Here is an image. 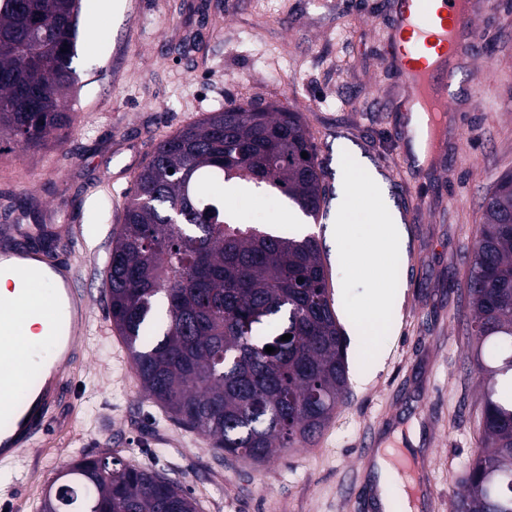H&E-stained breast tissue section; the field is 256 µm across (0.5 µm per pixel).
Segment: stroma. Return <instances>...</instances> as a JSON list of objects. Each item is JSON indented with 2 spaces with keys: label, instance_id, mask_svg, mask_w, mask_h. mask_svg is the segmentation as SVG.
I'll use <instances>...</instances> for the list:
<instances>
[{
  "label": "stroma",
  "instance_id": "obj_1",
  "mask_svg": "<svg viewBox=\"0 0 512 512\" xmlns=\"http://www.w3.org/2000/svg\"><path fill=\"white\" fill-rule=\"evenodd\" d=\"M91 18L81 0L70 96L71 128L37 147L0 143V237L43 224L58 249L69 225L87 247L77 285L90 331L56 430L11 467L0 466V502L39 512L47 489L85 455L178 479L198 512H377L373 451L393 449L394 512H450L479 444L482 386L471 371L466 279L485 195L512 170V0H478L479 55L462 61L441 148L416 165L391 135L404 118L403 85L386 61L391 0H113ZM482 73L491 96L472 109ZM263 102L301 113L326 171L328 207L339 193V145L384 179L407 233L398 279L404 295L381 347L380 370L348 345L350 396L311 446L263 464L226 455L170 420L143 395L104 295L106 262L126 193L156 144L232 104ZM426 205H419V198ZM250 224L293 233L287 200L267 188L227 195ZM327 220L306 226L323 242L334 306L345 332L341 268Z\"/></svg>",
  "mask_w": 512,
  "mask_h": 512
}]
</instances>
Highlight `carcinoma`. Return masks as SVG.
I'll list each match as a JSON object with an SVG mask.
<instances>
[{
  "label": "carcinoma",
  "instance_id": "obj_1",
  "mask_svg": "<svg viewBox=\"0 0 512 512\" xmlns=\"http://www.w3.org/2000/svg\"><path fill=\"white\" fill-rule=\"evenodd\" d=\"M80 2L0 0V134L38 145L72 123ZM324 177L300 113L231 105L158 142L114 231L108 311L146 396L259 464L326 428L347 345L316 237L245 224L213 188L266 186L316 220ZM467 296L481 436L451 512H512V171L484 199ZM63 477L41 512H197L176 481L110 453Z\"/></svg>",
  "mask_w": 512,
  "mask_h": 512
}]
</instances>
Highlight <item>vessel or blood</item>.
<instances>
[{
    "label": "vessel or blood",
    "mask_w": 512,
    "mask_h": 512,
    "mask_svg": "<svg viewBox=\"0 0 512 512\" xmlns=\"http://www.w3.org/2000/svg\"><path fill=\"white\" fill-rule=\"evenodd\" d=\"M476 17L474 0H396L390 58L403 77L413 111L425 114L428 128L454 112L442 75L462 51L478 52ZM84 245L77 225L68 228L66 250L55 254L26 243H0V271L9 270L21 286L13 300L0 304V399H10L19 386L28 390L11 426L0 431V465L35 447L57 422L56 412L88 327L83 295L75 285L74 256ZM42 284L50 288L48 300L61 318L52 329L54 354L41 364L40 377L33 383L18 366L14 338L21 331L28 287Z\"/></svg>",
    "instance_id": "vessel-or-blood-1"
}]
</instances>
